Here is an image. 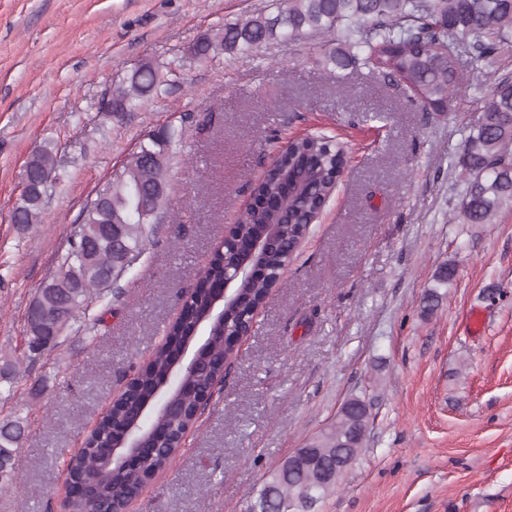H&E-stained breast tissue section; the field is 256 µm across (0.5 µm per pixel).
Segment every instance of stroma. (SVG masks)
<instances>
[{
  "label": "stroma",
  "instance_id": "obj_1",
  "mask_svg": "<svg viewBox=\"0 0 512 512\" xmlns=\"http://www.w3.org/2000/svg\"><path fill=\"white\" fill-rule=\"evenodd\" d=\"M273 0H0V422L21 419L0 512H62L65 465L151 359L190 288L278 150L322 132L347 164L281 282L238 345L224 390L130 512H246L269 471L351 395L374 398L371 437L319 512H512V208L462 224L452 160L512 51L461 54L452 111L425 112L392 82L322 62L325 36L191 62L166 96L117 118L114 84L183 56L205 31ZM192 122L182 123L183 114ZM181 126L170 220L71 330L29 360L27 313L87 200L148 134ZM56 159L42 223L23 228L32 154ZM452 281H437L445 264ZM484 316L480 332L472 312Z\"/></svg>",
  "mask_w": 512,
  "mask_h": 512
}]
</instances>
